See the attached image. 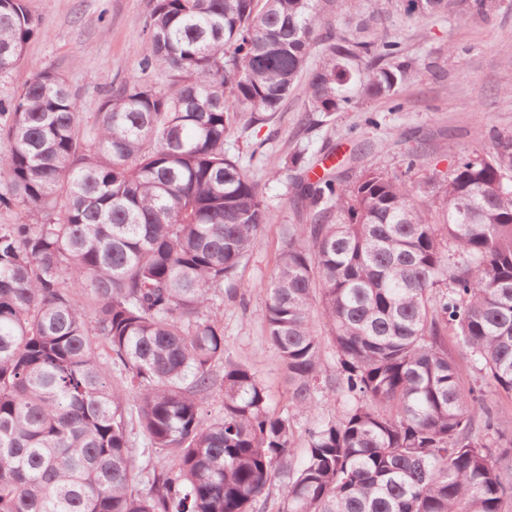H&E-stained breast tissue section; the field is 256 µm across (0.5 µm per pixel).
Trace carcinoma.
I'll return each instance as SVG.
<instances>
[{"label": "carcinoma", "instance_id": "cac0c4a2", "mask_svg": "<svg viewBox=\"0 0 512 512\" xmlns=\"http://www.w3.org/2000/svg\"><path fill=\"white\" fill-rule=\"evenodd\" d=\"M335 2L154 0L140 75L99 112L83 115L47 68L0 102V207L16 210L0 224V512H256L277 467L289 471L278 512L512 502V439L447 342L451 329L482 382L512 397V136L463 156L434 208L403 174L300 180L313 223L288 234L261 286L288 411L270 412L255 373L226 355L212 297L252 288L237 270L272 221L224 152L236 116L262 122L299 86L318 125L356 99L397 112L420 70L366 0L343 2L344 30L320 31ZM39 32L25 0H0V73ZM162 70L166 87L148 80ZM114 366L132 398L112 389ZM216 390L224 412L208 419ZM338 392L349 407L308 432L291 469L294 413ZM136 427L142 454L169 455L142 488Z\"/></svg>", "mask_w": 512, "mask_h": 512}]
</instances>
